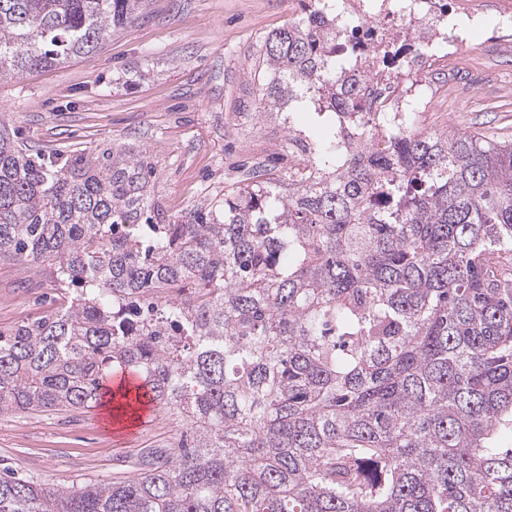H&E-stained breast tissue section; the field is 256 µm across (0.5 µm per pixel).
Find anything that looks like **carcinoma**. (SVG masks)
<instances>
[{
  "label": "carcinoma",
  "mask_w": 512,
  "mask_h": 512,
  "mask_svg": "<svg viewBox=\"0 0 512 512\" xmlns=\"http://www.w3.org/2000/svg\"><path fill=\"white\" fill-rule=\"evenodd\" d=\"M309 0L263 44V112L321 132L224 208L171 218L126 146L42 152L0 121V261L61 305L0 331V414L130 390L175 441L132 476L0 471V512H512V141L362 104L368 30ZM146 0H0V78L90 54ZM428 22L448 29V0ZM416 38L385 42L394 70Z\"/></svg>",
  "instance_id": "cac0c4a2"
}]
</instances>
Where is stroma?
<instances>
[{"instance_id":"1","label":"stroma","mask_w":512,"mask_h":512,"mask_svg":"<svg viewBox=\"0 0 512 512\" xmlns=\"http://www.w3.org/2000/svg\"><path fill=\"white\" fill-rule=\"evenodd\" d=\"M484 25L467 32L461 60L419 74L432 107L427 132L477 131L512 138V42L495 34L512 0H476ZM300 0H150L144 19L96 53L0 79V119L24 140L67 152L111 145L146 151L152 195L168 215L222 200L240 161L287 170L288 135L260 108L259 64L272 31L296 21ZM56 289L35 268L0 262V330L51 309ZM155 409L131 436L106 406L0 416V469L47 486L128 477L142 449L173 434Z\"/></svg>"}]
</instances>
